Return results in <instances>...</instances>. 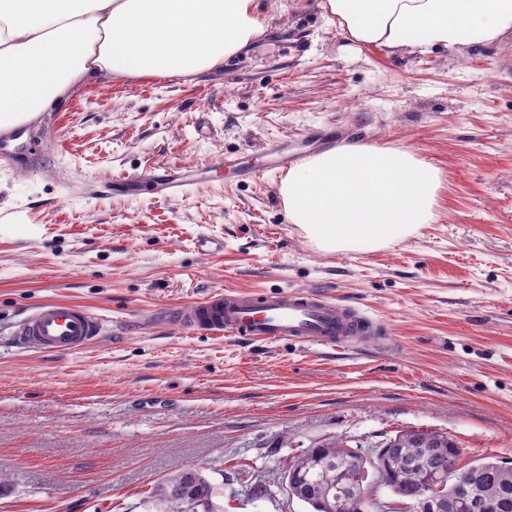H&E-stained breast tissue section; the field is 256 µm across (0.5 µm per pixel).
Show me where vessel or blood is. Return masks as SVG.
<instances>
[{
  "label": "vessel or blood",
  "instance_id": "b4317fda",
  "mask_svg": "<svg viewBox=\"0 0 512 512\" xmlns=\"http://www.w3.org/2000/svg\"><path fill=\"white\" fill-rule=\"evenodd\" d=\"M167 321L193 331L221 333L241 341L288 340L303 345L346 346L376 335L378 323L359 307L310 291H227L172 309ZM100 318L73 303L46 302L20 325L18 334L33 349L67 352L100 336Z\"/></svg>",
  "mask_w": 512,
  "mask_h": 512
}]
</instances>
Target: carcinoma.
<instances>
[{"label":"carcinoma","mask_w":512,"mask_h":512,"mask_svg":"<svg viewBox=\"0 0 512 512\" xmlns=\"http://www.w3.org/2000/svg\"><path fill=\"white\" fill-rule=\"evenodd\" d=\"M433 437L439 445L426 449L395 438L369 452L354 450L339 441L322 443L293 461L286 478L290 485L300 483L298 500L314 512H327L322 482L353 471H366L371 480L348 497L344 504L346 512H391L382 502L369 497L373 486L388 488L402 504L412 502L419 498L426 471L441 478V493L450 500L456 493L455 467L460 450L446 434L435 433ZM468 469L475 474L473 493L483 500L484 512H512L511 467L482 458L469 463ZM177 478L173 485L161 481L154 487L153 497L163 506L161 512H171L170 498L181 495L203 497L210 512H221L212 501V486L200 471L186 470Z\"/></svg>","instance_id":"carcinoma-1"}]
</instances>
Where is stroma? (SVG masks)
Returning <instances> with one entry per match:
<instances>
[{
    "instance_id": "obj_1",
    "label": "stroma",
    "mask_w": 512,
    "mask_h": 512,
    "mask_svg": "<svg viewBox=\"0 0 512 512\" xmlns=\"http://www.w3.org/2000/svg\"><path fill=\"white\" fill-rule=\"evenodd\" d=\"M272 2L223 71L88 81L0 145V512H150L188 468L222 512H311L288 495L295 459L406 430L512 467V34L391 54L350 44L318 0ZM337 129L436 166L432 222L336 253L290 224L272 152L325 151ZM174 163L199 189H113ZM226 289L311 290L383 333L336 350L147 321ZM52 300L103 318L99 339L19 345Z\"/></svg>"
}]
</instances>
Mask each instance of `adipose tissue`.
I'll list each match as a JSON object with an SVG mask.
<instances>
[{
  "instance_id": "1",
  "label": "adipose tissue",
  "mask_w": 512,
  "mask_h": 512,
  "mask_svg": "<svg viewBox=\"0 0 512 512\" xmlns=\"http://www.w3.org/2000/svg\"><path fill=\"white\" fill-rule=\"evenodd\" d=\"M268 0H0V129L93 78L220 72L269 28ZM341 35L387 52L494 45L512 0H322ZM440 171L407 149L351 143L291 169L279 194L321 251L376 250L434 218Z\"/></svg>"
}]
</instances>
